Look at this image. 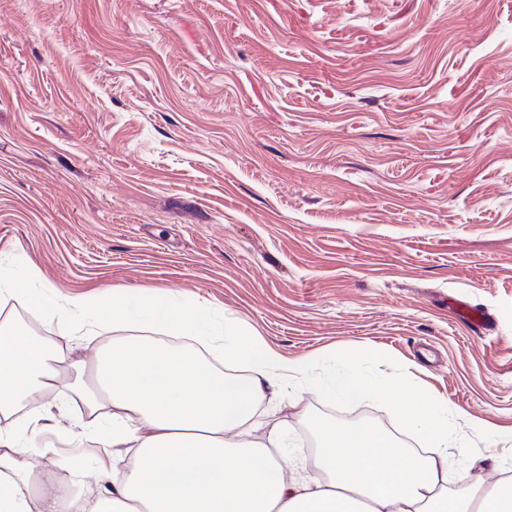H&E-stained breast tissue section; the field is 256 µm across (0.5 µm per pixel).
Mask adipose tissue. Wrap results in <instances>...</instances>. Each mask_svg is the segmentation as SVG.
Wrapping results in <instances>:
<instances>
[{"label":"adipose tissue","mask_w":512,"mask_h":512,"mask_svg":"<svg viewBox=\"0 0 512 512\" xmlns=\"http://www.w3.org/2000/svg\"><path fill=\"white\" fill-rule=\"evenodd\" d=\"M71 311L96 325L159 323L181 336L217 337L224 360L249 368L231 381L193 354L135 337L113 340L71 367L90 370L111 408L114 465L120 480L94 500L75 494L90 474L69 468L59 479L27 448L31 426L10 416L24 400L52 390L61 379L48 347L23 329L0 330V512H512V478L490 491L449 492L448 404L415 388L409 373L364 369L367 352L334 354L321 376L290 360L248 328L217 319L175 292L131 294L119 289L70 297ZM303 379L327 399L376 398L432 450L422 456L369 424H314L316 477H288L283 436L248 437L259 403L279 402L291 381Z\"/></svg>","instance_id":"obj_1"}]
</instances>
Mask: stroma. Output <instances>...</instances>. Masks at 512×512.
<instances>
[{"mask_svg":"<svg viewBox=\"0 0 512 512\" xmlns=\"http://www.w3.org/2000/svg\"><path fill=\"white\" fill-rule=\"evenodd\" d=\"M1 263L59 303L174 291L291 359L367 347L447 400L448 468L489 487L512 470V0H0ZM17 303L61 361L173 338ZM88 388L14 417L39 415L46 469L108 481ZM354 414L415 437L306 388L254 438L280 427L299 478L313 421Z\"/></svg>","mask_w":512,"mask_h":512,"instance_id":"1","label":"stroma"}]
</instances>
